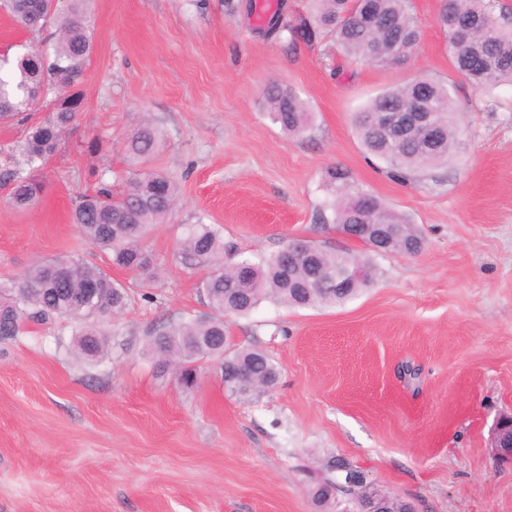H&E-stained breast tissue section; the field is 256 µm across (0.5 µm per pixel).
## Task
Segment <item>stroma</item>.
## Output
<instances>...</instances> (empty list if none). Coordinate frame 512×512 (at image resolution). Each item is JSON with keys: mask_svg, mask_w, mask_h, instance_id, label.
Returning a JSON list of instances; mask_svg holds the SVG:
<instances>
[{"mask_svg": "<svg viewBox=\"0 0 512 512\" xmlns=\"http://www.w3.org/2000/svg\"><path fill=\"white\" fill-rule=\"evenodd\" d=\"M412 3L418 44L382 67L324 35L263 39L224 0H92L83 107L40 169L42 196L13 208L0 181V281L75 256L129 301L97 326L112 343L101 358L76 355L67 318L0 341V512H316L312 487L339 457L416 512H512V463L492 448L512 415V86L456 78L439 0ZM420 75L454 83L461 145L400 182L364 152L353 116ZM272 84L306 103L305 135L270 119ZM145 118L164 134L150 166L180 195L132 272L107 264L70 211L94 172L121 187ZM331 166L406 214L421 252L374 257L377 279L346 305L265 302L231 318L233 347L278 366L258 396L231 395L212 361L190 389L159 374L147 330L208 310L209 268L180 249L187 225L218 228L227 265L293 239L364 254L319 220Z\"/></svg>", "mask_w": 512, "mask_h": 512, "instance_id": "1", "label": "stroma"}]
</instances>
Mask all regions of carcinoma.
<instances>
[{
  "mask_svg": "<svg viewBox=\"0 0 512 512\" xmlns=\"http://www.w3.org/2000/svg\"><path fill=\"white\" fill-rule=\"evenodd\" d=\"M9 12L32 30L44 29V22L55 28L50 49L35 48L19 56L10 68H0V120L24 123L38 92L53 89L59 81L79 86L93 53L92 19L88 0H69L68 6L44 19L38 6L42 0H0ZM308 17H291L277 0L273 15L279 26L269 33L276 40L288 32L306 42L325 33L347 55L369 56L379 65H393L412 54L419 32L411 13V0H310ZM369 14L376 25L360 20ZM439 22L448 36L452 70L479 91L502 84L512 85V17L499 0H444ZM417 91L408 83L388 88L369 100L355 114L363 148L386 161L391 177L405 180L408 174L442 164L459 145L454 121L455 107L448 85L430 81L426 102L437 123L446 131L431 146L420 128L410 126L404 140L388 143L372 121L377 112H394L413 105ZM266 102L273 122L291 135H303L309 128L310 113L299 95L290 87L273 85L266 91ZM76 113L50 111L29 132L15 153L14 167L0 173L12 184L11 203L26 208L43 192L38 175L39 163L52 155L60 137L74 123ZM161 139L151 122L139 125L127 144L135 164L148 161ZM346 175L338 169L327 171L324 187L327 208L320 220L336 228L356 223L352 198L361 195L370 202L368 220L376 224H408L404 214L385 206L376 196L356 186L345 185ZM179 196V185L158 172L135 170L125 180L123 191L114 193L112 184L101 179L90 194L76 198L71 221L95 246L107 252L110 263L128 270L148 263L141 240L149 228L163 222ZM186 257L213 264L202 282L211 313L195 316L178 324L155 326L149 334L148 351L157 368L174 369L181 385L190 389L196 383V363L207 359L221 361L225 389L241 398L259 394L268 387L276 365L261 351L224 349L225 318L243 316L266 300L289 307L342 306L354 299L376 279L377 268L363 260L366 274L350 288H328L313 283L309 265L301 260L292 266L282 262L280 253L242 260L230 267L218 258L223 243L218 231L209 224L186 227L182 241ZM319 266L336 270L346 255L316 247ZM58 260L40 262L18 280L0 282V302L7 308L0 313V339L18 335L27 323H43L52 317H67L77 324L76 346L90 358L104 354L108 341L96 329L100 321L120 312L127 299L126 288L113 281L103 270L78 258L68 260L69 272L56 275ZM93 337L88 345L87 337ZM313 488L316 506L335 512L339 499L356 502L361 490L336 486L333 467Z\"/></svg>",
  "mask_w": 512,
  "mask_h": 512,
  "instance_id": "carcinoma-1",
  "label": "carcinoma"
}]
</instances>
